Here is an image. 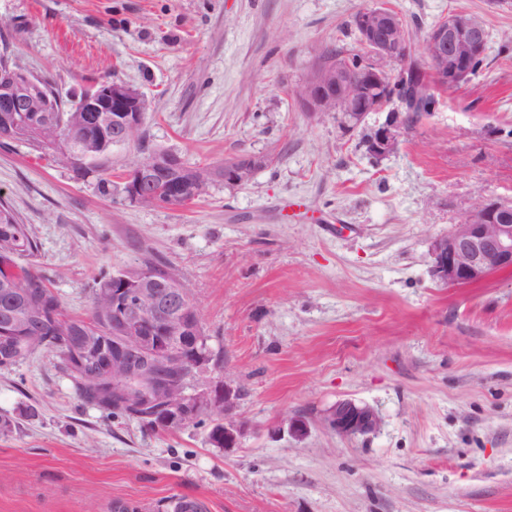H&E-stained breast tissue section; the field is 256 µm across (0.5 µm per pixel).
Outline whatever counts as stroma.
I'll return each instance as SVG.
<instances>
[{"label": "stroma", "instance_id": "obj_1", "mask_svg": "<svg viewBox=\"0 0 512 512\" xmlns=\"http://www.w3.org/2000/svg\"><path fill=\"white\" fill-rule=\"evenodd\" d=\"M386 5L424 55L449 12L482 18L485 59L396 150L369 128L308 112L298 91L325 46L358 47L353 17ZM0 52L61 97L102 81L148 99L145 145L112 149L110 173L166 150L187 165L266 157L242 186L194 204L142 206L96 174L0 145V196L37 246L32 267L66 314L89 318L102 275L156 265L188 288L244 432L151 431L78 394L43 350L0 366V512H512V271L451 287L430 267L479 195L512 201V8L488 0H0ZM381 425L346 438L337 401ZM301 417L303 438L288 432ZM325 423L341 436L355 437L376 432L380 427V418L367 404L341 400L327 411Z\"/></svg>", "mask_w": 512, "mask_h": 512}]
</instances>
